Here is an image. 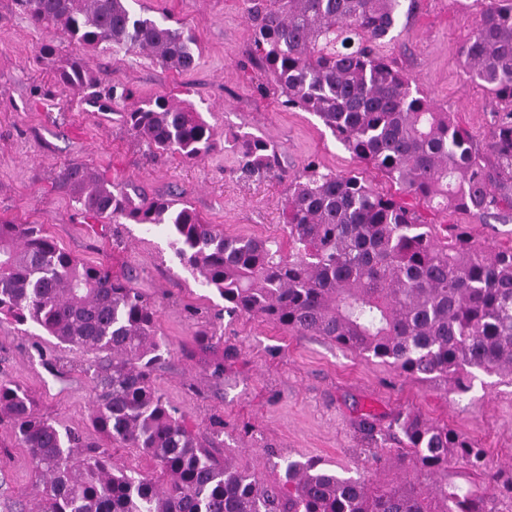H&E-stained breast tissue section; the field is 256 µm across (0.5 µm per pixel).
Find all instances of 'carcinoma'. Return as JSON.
Wrapping results in <instances>:
<instances>
[{
    "mask_svg": "<svg viewBox=\"0 0 512 512\" xmlns=\"http://www.w3.org/2000/svg\"><path fill=\"white\" fill-rule=\"evenodd\" d=\"M417 0H247L260 62L284 104L317 116L357 159L401 189L444 209L512 216V0H480L475 32L461 49L467 77L496 100L492 135L479 148L379 47ZM32 24L58 28L78 48L147 51L167 68L194 70L200 52L170 17L136 14L127 0H19ZM64 87L99 83L83 57L58 58ZM153 154L198 161L214 128L172 95L122 115ZM246 177L280 162L266 140L236 134ZM89 219L160 228L194 279L216 291L228 315H247L296 334L323 336L421 380L471 370L512 378V247L497 248L457 224L441 231L354 174L313 161L288 184L287 241L228 236L186 201L116 190L82 165L58 176ZM0 316L32 324L59 343L94 354L90 418L106 445L86 442L37 409L31 393L0 379V425L34 465V512H498L494 499L430 477L456 465L512 499V467L489 473L483 450L447 425L412 413L386 424L363 414L373 480L290 461L268 482L211 451L224 434L202 435L152 383L167 351L157 309L130 279L59 248L39 224L0 222ZM192 358L224 380L239 349L216 327L196 333ZM387 441L398 452L383 448ZM134 448L155 473L112 465V446Z\"/></svg>",
    "mask_w": 512,
    "mask_h": 512,
    "instance_id": "carcinoma-1",
    "label": "carcinoma"
}]
</instances>
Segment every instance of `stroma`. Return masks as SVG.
I'll return each mask as SVG.
<instances>
[{
	"mask_svg": "<svg viewBox=\"0 0 512 512\" xmlns=\"http://www.w3.org/2000/svg\"><path fill=\"white\" fill-rule=\"evenodd\" d=\"M129 6L178 21L198 45V67L180 73L145 53L100 49L84 55L100 75L98 85L85 92L65 89L40 46L54 41L63 58L76 54V46L62 32L35 27L17 0H0V221L41 225L83 262L108 266L118 276L132 274L133 286L158 308L159 332L169 349L152 373L155 386L197 427L223 420L224 442L216 455L232 457L265 480L278 479L279 464L288 459L315 460L347 476L368 474L356 425L368 412L385 421L416 413L468 435L484 449L488 468L511 465L512 378L479 371L462 394L454 383L409 378L326 338L248 316L223 318L225 341L241 351L224 380L211 379L203 363L185 356L223 299L174 259L164 231L85 223L58 187L64 167L89 166L118 189L177 196L231 236L284 238L288 182L312 160L363 177L427 223L457 224L496 246H512V219L431 208L355 158L318 117L282 106L268 76L248 60L252 31L245 0H129ZM476 20L473 0H419L380 52L483 145L491 136L495 102L468 80L460 62ZM122 88L128 97L113 98V90ZM165 93L190 100L219 136L250 132L270 141L279 153L278 174L244 177L236 151L221 145L197 162L152 156L127 131L122 113ZM86 359L34 326L0 319V378L25 387L42 413L97 443L92 382L82 370ZM33 478L28 450L0 428V512L6 503L26 499Z\"/></svg>",
	"mask_w": 512,
	"mask_h": 512,
	"instance_id": "stroma-1",
	"label": "stroma"
}]
</instances>
